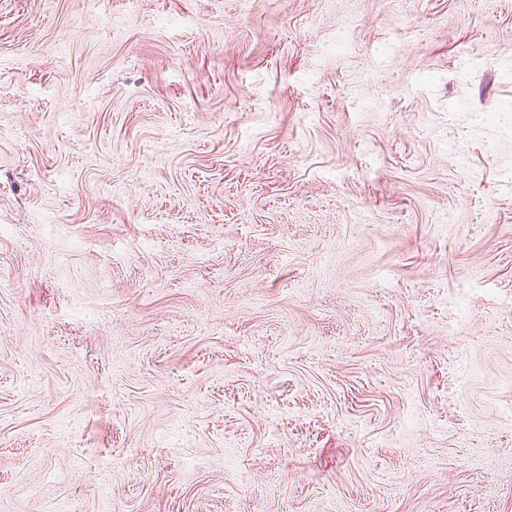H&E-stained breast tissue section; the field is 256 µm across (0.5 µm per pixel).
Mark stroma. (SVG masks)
Masks as SVG:
<instances>
[{
	"label": "stroma",
	"instance_id": "35a3bbf8",
	"mask_svg": "<svg viewBox=\"0 0 512 512\" xmlns=\"http://www.w3.org/2000/svg\"><path fill=\"white\" fill-rule=\"evenodd\" d=\"M0 512H512V0H0Z\"/></svg>",
	"mask_w": 512,
	"mask_h": 512
}]
</instances>
